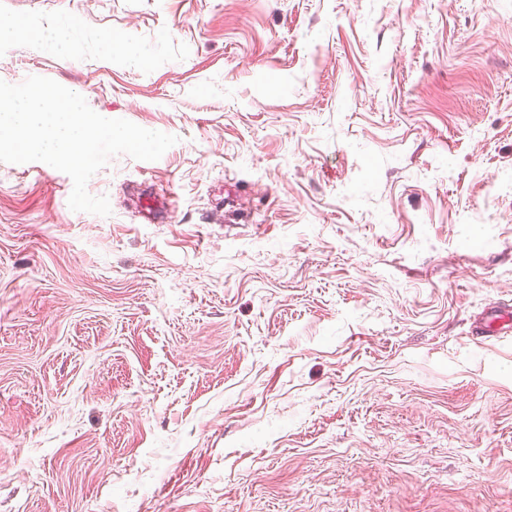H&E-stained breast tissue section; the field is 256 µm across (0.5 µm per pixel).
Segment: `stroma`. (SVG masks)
<instances>
[{
  "label": "stroma",
  "instance_id": "35a3bbf8",
  "mask_svg": "<svg viewBox=\"0 0 512 512\" xmlns=\"http://www.w3.org/2000/svg\"><path fill=\"white\" fill-rule=\"evenodd\" d=\"M1 17L0 80L178 141L107 216L0 162V512H512V0Z\"/></svg>",
  "mask_w": 512,
  "mask_h": 512
}]
</instances>
